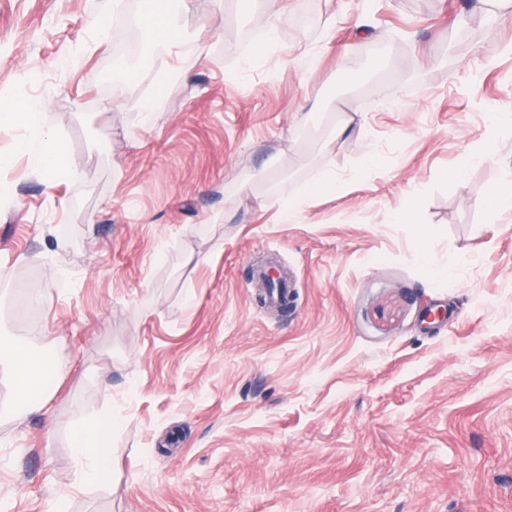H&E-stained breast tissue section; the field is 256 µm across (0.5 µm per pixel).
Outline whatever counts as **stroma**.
Listing matches in <instances>:
<instances>
[{
    "mask_svg": "<svg viewBox=\"0 0 512 512\" xmlns=\"http://www.w3.org/2000/svg\"><path fill=\"white\" fill-rule=\"evenodd\" d=\"M153 2L0 0V99H42L68 159L39 170L0 125V333L55 356L0 418V512H512V210L487 204L512 18L269 0L257 57L236 0H189L202 52L161 74ZM109 412L113 480L80 486L72 433ZM337 186L336 176L332 172L323 175L317 183L313 184L307 193H303L295 198H290L287 202L283 203L280 207L281 214L288 220L289 217L300 212L308 203V201L327 191H332Z\"/></svg>",
    "mask_w": 512,
    "mask_h": 512,
    "instance_id": "stroma-1",
    "label": "stroma"
}]
</instances>
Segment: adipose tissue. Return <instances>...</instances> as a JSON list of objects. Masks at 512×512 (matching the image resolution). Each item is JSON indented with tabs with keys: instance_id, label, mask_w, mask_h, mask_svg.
I'll return each mask as SVG.
<instances>
[{
	"instance_id": "adipose-tissue-1",
	"label": "adipose tissue",
	"mask_w": 512,
	"mask_h": 512,
	"mask_svg": "<svg viewBox=\"0 0 512 512\" xmlns=\"http://www.w3.org/2000/svg\"><path fill=\"white\" fill-rule=\"evenodd\" d=\"M44 103L31 99L15 106L0 110L1 122H13L26 126L34 133L32 141L24 142V149H37L42 168H60L64 160L62 144L51 142L37 134L41 126ZM0 352L10 359L7 366H0V380L12 385L16 392L10 405L11 410L27 408L29 399L40 393V382L52 370L54 360L51 354L35 352L17 338L0 337ZM119 425L115 416L106 415L92 425L80 427L72 434L74 461L79 481L84 485H105L112 481V456L104 439Z\"/></svg>"
}]
</instances>
